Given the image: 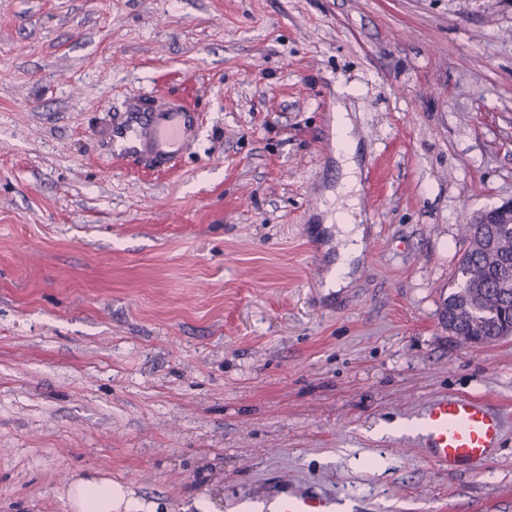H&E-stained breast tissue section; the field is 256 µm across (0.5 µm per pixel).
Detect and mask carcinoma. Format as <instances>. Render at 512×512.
I'll use <instances>...</instances> for the list:
<instances>
[{
    "label": "carcinoma",
    "instance_id": "cac0c4a2",
    "mask_svg": "<svg viewBox=\"0 0 512 512\" xmlns=\"http://www.w3.org/2000/svg\"><path fill=\"white\" fill-rule=\"evenodd\" d=\"M465 229L470 246L462 255L456 269L454 288L445 302L460 309L458 337L499 336L494 312L506 304L512 305V293L503 295L501 286L512 282L511 224H467ZM492 235L504 239V245L494 254H489L476 236Z\"/></svg>",
    "mask_w": 512,
    "mask_h": 512
}]
</instances>
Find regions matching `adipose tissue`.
<instances>
[{
	"instance_id": "adipose-tissue-1",
	"label": "adipose tissue",
	"mask_w": 512,
	"mask_h": 512,
	"mask_svg": "<svg viewBox=\"0 0 512 512\" xmlns=\"http://www.w3.org/2000/svg\"><path fill=\"white\" fill-rule=\"evenodd\" d=\"M354 121L344 107H337L332 121V142L335 156L344 176L336 188V223L334 244L336 260L326 280L327 289L339 292L352 285L359 258L365 247L367 229L361 222L359 166L356 158L357 140ZM71 512H139L136 502L125 498L120 486L108 479H81L69 489Z\"/></svg>"
}]
</instances>
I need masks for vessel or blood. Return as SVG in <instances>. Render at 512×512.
<instances>
[{
	"instance_id": "b4317fda",
	"label": "vessel or blood",
	"mask_w": 512,
	"mask_h": 512,
	"mask_svg": "<svg viewBox=\"0 0 512 512\" xmlns=\"http://www.w3.org/2000/svg\"><path fill=\"white\" fill-rule=\"evenodd\" d=\"M201 126L198 110L170 99L131 98L102 132L113 160L139 162L164 172L188 149ZM432 462L444 471L480 469L491 457L501 434L498 414L482 401L451 396L434 401L423 420ZM281 512H336L334 499L315 492L290 494Z\"/></svg>"
}]
</instances>
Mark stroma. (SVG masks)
<instances>
[{
    "label": "stroma",
    "mask_w": 512,
    "mask_h": 512,
    "mask_svg": "<svg viewBox=\"0 0 512 512\" xmlns=\"http://www.w3.org/2000/svg\"><path fill=\"white\" fill-rule=\"evenodd\" d=\"M143 93L204 114L166 173L99 137ZM340 104L367 242L333 294ZM510 198L512 0H0V512L80 477L149 512H512V336L441 319ZM448 396L501 418L480 473L413 428ZM280 512H335L336 500L315 492L302 491L280 499Z\"/></svg>",
    "instance_id": "1"
}]
</instances>
